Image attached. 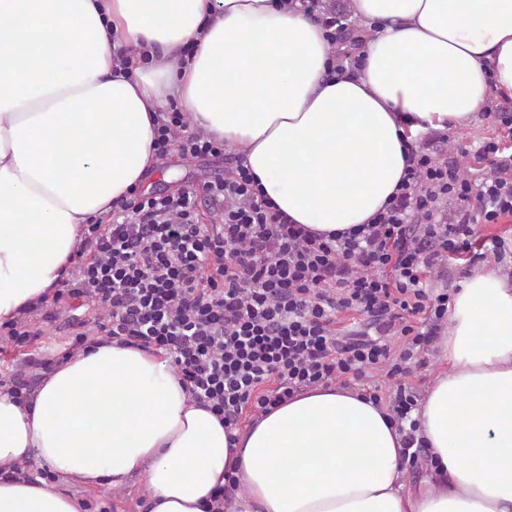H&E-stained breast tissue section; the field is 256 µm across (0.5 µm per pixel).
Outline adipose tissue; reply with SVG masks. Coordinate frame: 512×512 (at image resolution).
Segmentation results:
<instances>
[{"instance_id": "adipose-tissue-1", "label": "adipose tissue", "mask_w": 512, "mask_h": 512, "mask_svg": "<svg viewBox=\"0 0 512 512\" xmlns=\"http://www.w3.org/2000/svg\"><path fill=\"white\" fill-rule=\"evenodd\" d=\"M369 36L330 75L322 20L282 0H0V325L61 287L90 218L146 186L170 101L244 154L292 223L335 234L397 195L408 145L512 98V0H351ZM414 418L432 455L356 390L301 391L229 444L155 352L100 340L0 392V512H80L66 488L141 474L149 512H512V279L465 278ZM48 465L62 486L17 475Z\"/></svg>"}]
</instances>
